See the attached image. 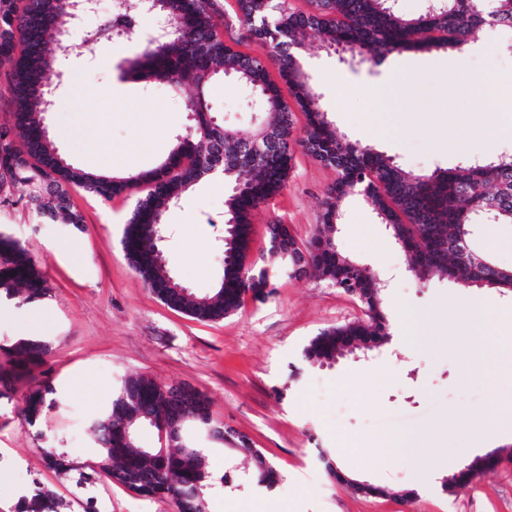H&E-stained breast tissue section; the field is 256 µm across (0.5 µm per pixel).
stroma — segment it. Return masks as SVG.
<instances>
[{
	"label": "stroma",
	"instance_id": "stroma-1",
	"mask_svg": "<svg viewBox=\"0 0 512 512\" xmlns=\"http://www.w3.org/2000/svg\"><path fill=\"white\" fill-rule=\"evenodd\" d=\"M306 48L317 87L351 142L368 144L369 123L377 120L384 124L377 150L405 168H450L472 156L469 142L476 133L468 115L490 111L491 104L467 98L463 87L484 72V64L453 75L446 71L447 53L411 49L378 66L359 65L321 48L313 33ZM140 51L137 41H104L72 65L55 111L45 116L49 132L63 126L71 131V138L56 143L68 162L83 168L89 159H109L116 164L114 176L127 178L158 166L177 135L188 132L190 89L130 79L129 63ZM396 94L404 107L390 121L386 114ZM251 100L247 88L229 79L214 84L207 96L218 120L243 135L265 120ZM335 177L333 168L296 150L286 188L261 207L253 223L251 259L265 263L277 290L216 323L168 308L128 263L119 240L133 198L103 202L71 190L84 218L80 231L42 223L25 203L0 206V232L31 252L51 289L42 302L50 315L43 336L60 396L33 426L19 407L34 377L15 381L12 402L0 404V512H15L37 483L69 504V512H83L80 502L90 494L99 512H173L166 498L139 495L103 474L91 492L76 486L78 471L97 459L89 420L110 404L121 379L135 374L203 393L212 416L248 436L280 471L273 489L211 495L208 512H512V420L502 422L503 441L494 446L476 444L460 424L464 417H495L499 365L475 366L466 355V338L448 346L433 336L410 335L407 324L435 307L511 309L512 291L410 275L389 227L362 200H350L336 226V243L380 281L390 337L366 355L346 351L330 365L305 363L303 349L312 337L363 318L364 308L327 282L289 277L287 261L268 262L266 227L284 224L298 241L308 240L321 222L323 191ZM224 200V187L206 178L165 214L166 265L197 294L211 292L222 273ZM66 240L76 242L78 255L60 251ZM395 432L426 444L444 471L419 476L409 460L392 457L384 440ZM47 448L67 452L75 472L46 469ZM494 451L506 457L504 466L445 491L460 465ZM324 454L347 478L380 487L381 495L337 483L320 460ZM410 487L415 495L401 499L400 491Z\"/></svg>",
	"mask_w": 512,
	"mask_h": 512
}]
</instances>
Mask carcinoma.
<instances>
[{"instance_id":"carcinoma-1","label":"carcinoma","mask_w":512,"mask_h":512,"mask_svg":"<svg viewBox=\"0 0 512 512\" xmlns=\"http://www.w3.org/2000/svg\"><path fill=\"white\" fill-rule=\"evenodd\" d=\"M73 0H0V60L11 68L13 112L0 123V203L27 188V203L49 224L61 222L82 229L83 217L72 208L67 187H78L103 201L146 184L124 228L125 256L152 294L168 308L201 323L223 320L237 313L250 291L266 298L275 292L267 269L250 261L255 213L286 188L296 147L335 169L336 179L324 193L321 224L308 241L288 255L292 274L311 275L342 291L362 289L365 318L331 327L313 337L303 350L310 365L336 360L353 336L372 350L389 338V322L378 296L379 285L336 245V224L350 198H362L402 243L412 272L424 278L443 276L468 286L512 289V269L495 263L476 248V224H512V155L487 154L454 168L417 173L397 164L385 153L340 134L309 74L303 56L306 32L312 31L328 49L350 51L360 64L377 63L410 48L435 47L463 51L488 28L483 0H430L425 13L405 17L393 0H306L294 9L286 0H236L235 21H230L222 0H134V8L148 6L168 22L169 34L143 43L130 63V75L143 82L158 80L174 88L191 85L196 96L187 102L194 125L160 168L131 178L97 175L69 162L59 153L42 122L55 105L46 87L59 67L60 31L75 28ZM236 26L240 37L228 42L224 29ZM494 28L512 31V0H496ZM244 40L269 49L265 57L237 49ZM278 71L280 82L270 75ZM234 77L254 95L258 111L268 120L250 136L227 129L211 116L205 92L215 82ZM303 112L306 123L296 136L297 118L285 101L283 89ZM259 150L250 149L254 141ZM224 177L228 195L224 210L223 271L216 287L198 295L185 290L156 256L150 235L164 223L168 207L182 202L186 193L210 174ZM268 258H283L279 239L291 237L283 224L267 225ZM48 288L37 262L25 246L0 233V297L40 301ZM9 368L0 370V383L28 375L46 363L49 345L20 337L0 345ZM171 388L145 375L122 379L111 405L89 422L97 445V467L113 482L140 478L146 496L170 500L178 512H207L213 490L236 487V478L207 465L209 449L183 448L178 439L165 448H142L138 432L162 420L180 403L186 415H195V401L177 402ZM50 383L24 395L21 413L33 426L57 404ZM188 425L213 438L229 440L232 432L207 415ZM236 443L252 460L251 481L273 488L274 467L244 435ZM46 466L65 474L75 469L64 451L43 453ZM64 503L54 493L35 486L22 497L17 512H61Z\"/></svg>"}]
</instances>
